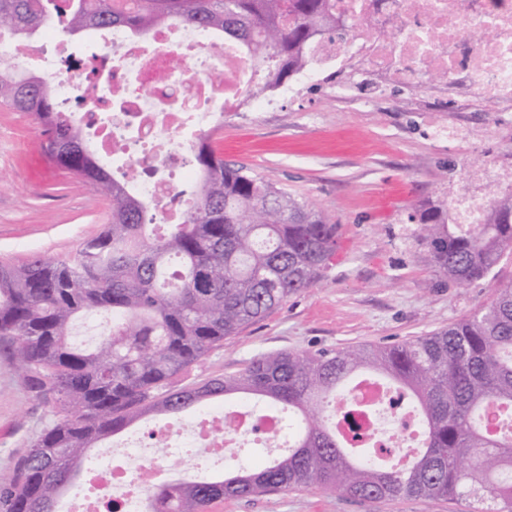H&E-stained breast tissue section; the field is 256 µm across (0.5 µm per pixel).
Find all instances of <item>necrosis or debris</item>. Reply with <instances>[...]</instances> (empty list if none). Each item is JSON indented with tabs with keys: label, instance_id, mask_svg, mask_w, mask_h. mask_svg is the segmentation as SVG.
Here are the masks:
<instances>
[{
	"label": "necrosis or debris",
	"instance_id": "4bbe7bcc",
	"mask_svg": "<svg viewBox=\"0 0 512 512\" xmlns=\"http://www.w3.org/2000/svg\"><path fill=\"white\" fill-rule=\"evenodd\" d=\"M336 12L352 24L347 45L317 48L310 81L330 70H362L377 76V93L388 87L422 88L427 79L465 86L469 101L490 112H512V0H336ZM483 39L470 42L469 31ZM99 48L78 67L51 81L64 109L75 110L92 129L97 150L135 171L134 187L154 204L163 223L183 201L189 181L186 129L209 126L216 108L234 107L251 91V58L223 36L185 25L162 24L144 33L109 28L97 33ZM73 52L52 35L0 41V62L11 67L55 69ZM254 111H265V93L251 91ZM394 428L375 443L403 456L414 448L416 421L402 401L389 406ZM278 441L271 413L224 409L202 420L192 435L215 456L232 453L239 435ZM181 436L163 433L155 447L128 443L125 464L94 466L89 492L76 512H144L148 475L162 456L181 455Z\"/></svg>",
	"mask_w": 512,
	"mask_h": 512
}]
</instances>
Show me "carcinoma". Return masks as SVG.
Instances as JSON below:
<instances>
[{
    "label": "carcinoma",
    "instance_id": "cac0c4a2",
    "mask_svg": "<svg viewBox=\"0 0 512 512\" xmlns=\"http://www.w3.org/2000/svg\"><path fill=\"white\" fill-rule=\"evenodd\" d=\"M161 23L224 34L245 48L259 83L278 89L306 71L319 36L345 39L331 0H0V32L32 34ZM0 105L27 112L43 152L84 177L110 203L109 223L74 257L33 254L0 264V347L29 390L61 410L12 471H0V512H57L91 449L149 414L169 415L218 397L258 399L275 414L288 453L224 477L153 486L145 512H208L228 498L302 488L375 501L448 498L464 512H512V280L494 300L448 328L412 341L298 353L276 351L242 371L174 389L224 338L316 285L336 256V225L307 201L224 163L209 133L194 147L198 179L179 224L148 233L158 215L93 159L77 121L48 81L0 67ZM485 224L447 221V207L419 209L420 239L448 282L496 274L512 252V196L489 194ZM112 317L88 348L70 342L81 315ZM376 379L408 396L419 443L395 462L352 448L338 430L340 398Z\"/></svg>",
    "mask_w": 512,
    "mask_h": 512
}]
</instances>
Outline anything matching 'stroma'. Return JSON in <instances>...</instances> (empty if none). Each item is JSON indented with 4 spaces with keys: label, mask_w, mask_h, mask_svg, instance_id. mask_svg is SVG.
Returning <instances> with one entry per match:
<instances>
[{
    "label": "stroma",
    "mask_w": 512,
    "mask_h": 512,
    "mask_svg": "<svg viewBox=\"0 0 512 512\" xmlns=\"http://www.w3.org/2000/svg\"><path fill=\"white\" fill-rule=\"evenodd\" d=\"M374 78L344 82H290L275 107L257 114L246 106L225 112L216 133L226 163L309 201L336 226V258L319 282L249 324L177 387L241 371L272 351L300 352L416 339L489 304L495 284H448L429 261L413 214L454 192H485L471 178L512 160V117L458 112L436 104L417 109L429 88H396L372 95ZM462 122L466 141L436 138L431 118ZM43 133L32 116L0 106V262L38 253L74 255L83 239L108 219L107 200L81 176L47 161ZM208 404L175 415H147L125 436L150 445L151 434L189 431ZM52 406L29 392L8 355L0 352V470L26 454L31 439L52 418ZM456 500L402 498L373 501L341 491L295 492L227 499L211 512H462Z\"/></svg>",
    "instance_id": "stroma-1"
}]
</instances>
